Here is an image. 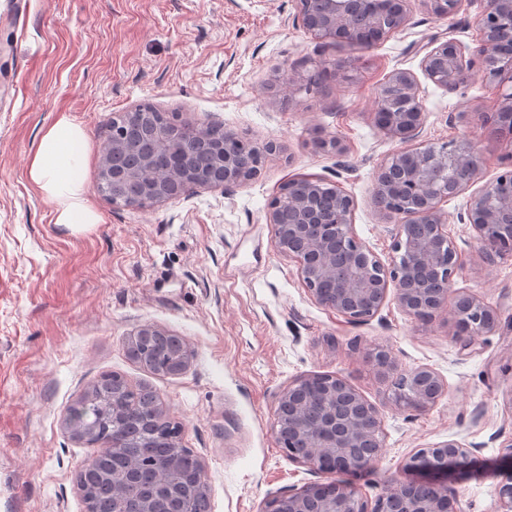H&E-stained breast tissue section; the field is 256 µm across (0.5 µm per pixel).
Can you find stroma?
I'll return each mask as SVG.
<instances>
[{
    "label": "stroma",
    "instance_id": "stroma-1",
    "mask_svg": "<svg viewBox=\"0 0 512 512\" xmlns=\"http://www.w3.org/2000/svg\"><path fill=\"white\" fill-rule=\"evenodd\" d=\"M479 4L444 18L414 5L408 26L364 47L322 43L293 23L292 0H0V512H86L77 474L89 452L71 406L105 373L155 391L201 461L210 512H261L268 498L330 475L289 460L272 431L277 396L313 373L344 378L381 412L383 448L355 485L375 500L404 481L420 448L456 439L493 463L512 439V257L482 266L466 196L444 203L465 261L456 287L500 313L487 335L456 334L395 305L361 325L317 304L279 254L267 204L289 179L324 178L354 198L358 236L388 257L390 222L373 205L378 164L399 149L375 125L377 93L394 69L419 71L433 38L470 45ZM341 68L317 91L277 86L284 64ZM420 140L471 143L493 179L512 147L481 116L499 105L481 75L454 93L421 79ZM140 105L276 142L260 176L230 189L196 186L151 208L98 193L112 119ZM86 136V191L98 222L75 233L30 181L34 147L60 117ZM337 139L336 155L318 148ZM150 324L181 337L187 369L155 375L127 353ZM388 349L402 368H431L448 391L426 411L401 407L367 359ZM499 479L455 484L461 512H495Z\"/></svg>",
    "mask_w": 512,
    "mask_h": 512
}]
</instances>
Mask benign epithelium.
Wrapping results in <instances>:
<instances>
[{"mask_svg": "<svg viewBox=\"0 0 512 512\" xmlns=\"http://www.w3.org/2000/svg\"><path fill=\"white\" fill-rule=\"evenodd\" d=\"M293 25L319 41L377 44L403 31L410 20L412 0H393L394 10L382 15L365 9L364 0H293ZM440 16L457 14L465 0H418ZM479 31L475 46L454 39L433 40L425 47L420 68L436 86L455 92L479 71L500 92L499 111L483 119L502 137H512V0H482L475 16ZM280 85L294 94L311 86L310 77L296 67L285 70ZM377 127L402 147L385 158L374 175L372 197L381 214L398 217L390 230L391 255L382 260L357 235L355 202L342 186L322 178L301 177L283 184L267 205L276 251L293 261L313 300L336 311L348 322L361 324L391 301L407 316L424 320L448 312L453 326L468 325L469 334L492 332L496 308L464 291L452 292L454 277L464 262L448 233V216L441 203L457 197L482 177V159L466 141L440 146L419 142L427 120L414 72L394 70L381 84ZM145 108L136 107L112 121V135L100 164L98 190L112 205L149 208L176 199L199 183L190 159L194 148L207 146L211 177L208 185L228 189L260 175L268 155L277 150L271 141L253 142L232 130L224 140H208L209 123L166 118L165 125L144 123ZM143 126L156 146L173 145L168 164L159 167L145 153L125 155L127 129ZM479 243V258L491 266L512 256V169H507L470 196L466 217ZM379 375L400 371L390 351L371 353ZM416 381L414 390L394 394L395 402L425 411L448 390L428 367L404 371ZM273 432L282 452L321 473L349 475L367 468L382 450L383 419L379 409L344 379L314 373L288 384L278 396ZM476 449L450 439L417 449L404 465L409 479L382 493L370 504L348 481L334 482L332 497L321 501L319 512H459L458 497L449 486L459 472L448 466L472 458ZM501 478L496 512H512V441L495 459ZM427 486L432 495L419 499L412 490ZM325 489L310 483L300 490L271 498L263 512H310L311 501ZM178 497L152 498L144 512H173Z\"/></svg>", "mask_w": 512, "mask_h": 512, "instance_id": "7a95c632", "label": "benign epithelium"}]
</instances>
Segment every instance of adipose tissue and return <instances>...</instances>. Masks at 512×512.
Wrapping results in <instances>:
<instances>
[{"label": "adipose tissue", "instance_id": "adipose-tissue-1", "mask_svg": "<svg viewBox=\"0 0 512 512\" xmlns=\"http://www.w3.org/2000/svg\"><path fill=\"white\" fill-rule=\"evenodd\" d=\"M85 165V135L63 116L40 139L29 170L52 203L56 223L75 232L97 221L86 197Z\"/></svg>", "mask_w": 512, "mask_h": 512}]
</instances>
